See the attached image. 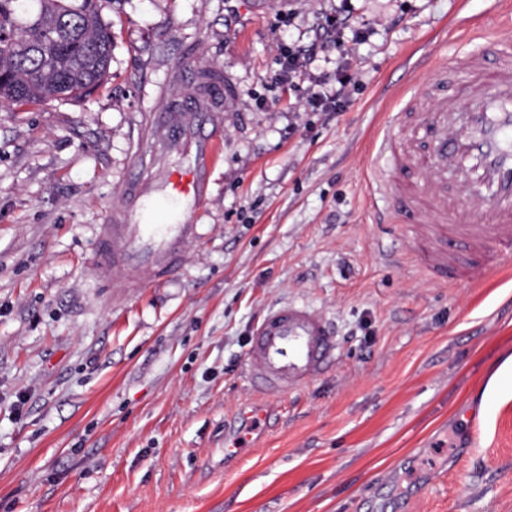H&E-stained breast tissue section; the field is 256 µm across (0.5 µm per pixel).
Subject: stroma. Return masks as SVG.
Returning <instances> with one entry per match:
<instances>
[{
  "mask_svg": "<svg viewBox=\"0 0 512 512\" xmlns=\"http://www.w3.org/2000/svg\"><path fill=\"white\" fill-rule=\"evenodd\" d=\"M503 0H103L110 76L0 109V512H512V266L470 287L416 266L374 134L485 49ZM347 16L337 42L318 24ZM333 110L278 81L283 42ZM224 75L221 137L183 268L112 302L92 262L142 113L194 60ZM326 314L324 377L268 401L241 375L272 307ZM267 410L239 457L228 427Z\"/></svg>",
  "mask_w": 512,
  "mask_h": 512,
  "instance_id": "stroma-1",
  "label": "stroma"
}]
</instances>
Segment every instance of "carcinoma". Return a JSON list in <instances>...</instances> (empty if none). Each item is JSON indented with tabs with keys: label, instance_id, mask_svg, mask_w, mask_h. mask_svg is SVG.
<instances>
[{
	"label": "carcinoma",
	"instance_id": "1",
	"mask_svg": "<svg viewBox=\"0 0 512 512\" xmlns=\"http://www.w3.org/2000/svg\"><path fill=\"white\" fill-rule=\"evenodd\" d=\"M100 0H0V105H39L95 91L112 60Z\"/></svg>",
	"mask_w": 512,
	"mask_h": 512
}]
</instances>
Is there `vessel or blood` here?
I'll return each mask as SVG.
<instances>
[{
  "label": "vessel or blood",
  "instance_id": "vessel-or-blood-1",
  "mask_svg": "<svg viewBox=\"0 0 512 512\" xmlns=\"http://www.w3.org/2000/svg\"><path fill=\"white\" fill-rule=\"evenodd\" d=\"M432 78L412 94L378 144L383 187L410 232L421 269L466 285L512 261V40L454 62L428 58ZM199 89L180 110L157 104L142 127L148 163L133 161L120 212L102 225L94 256L124 293L171 277L199 236L195 215L221 152V113ZM336 334L319 311L284 303L266 312L244 361L251 385L279 398L335 363Z\"/></svg>",
  "mask_w": 512,
  "mask_h": 512
}]
</instances>
